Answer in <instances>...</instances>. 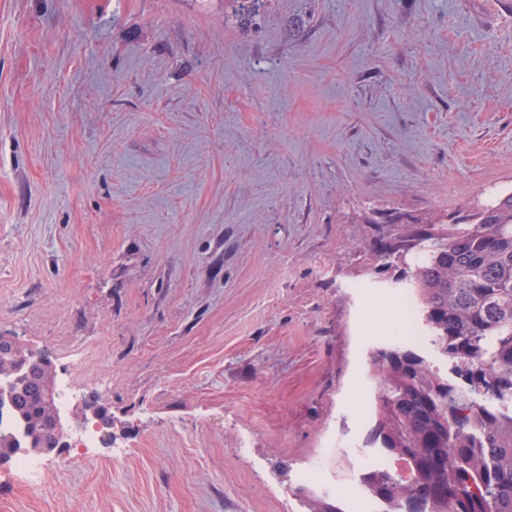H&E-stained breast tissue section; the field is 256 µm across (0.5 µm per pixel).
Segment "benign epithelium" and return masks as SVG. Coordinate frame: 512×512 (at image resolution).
Returning a JSON list of instances; mask_svg holds the SVG:
<instances>
[{
    "label": "benign epithelium",
    "mask_w": 512,
    "mask_h": 512,
    "mask_svg": "<svg viewBox=\"0 0 512 512\" xmlns=\"http://www.w3.org/2000/svg\"><path fill=\"white\" fill-rule=\"evenodd\" d=\"M0 363L9 369L0 372V409L11 405L16 389L21 384L39 392L42 399L53 403L57 386L53 364L44 355L26 351L10 336H0ZM68 412L56 408L47 419V428L52 435H65L68 430Z\"/></svg>",
    "instance_id": "obj_1"
}]
</instances>
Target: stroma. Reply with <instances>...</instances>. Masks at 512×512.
<instances>
[{"label":"stroma","mask_w":512,"mask_h":512,"mask_svg":"<svg viewBox=\"0 0 512 512\" xmlns=\"http://www.w3.org/2000/svg\"><path fill=\"white\" fill-rule=\"evenodd\" d=\"M512 185L493 0H0V335L92 448L0 512H351L403 224ZM309 508L306 512H346L342 503L329 492H310Z\"/></svg>","instance_id":"1"}]
</instances>
